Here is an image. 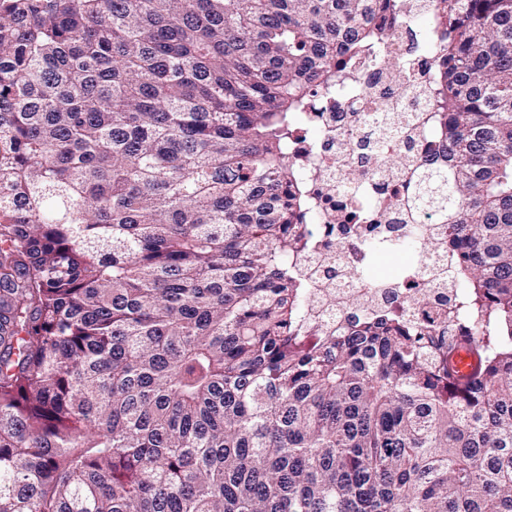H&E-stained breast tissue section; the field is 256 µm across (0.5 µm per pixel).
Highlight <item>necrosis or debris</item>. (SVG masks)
<instances>
[{
  "label": "necrosis or debris",
  "mask_w": 512,
  "mask_h": 512,
  "mask_svg": "<svg viewBox=\"0 0 512 512\" xmlns=\"http://www.w3.org/2000/svg\"><path fill=\"white\" fill-rule=\"evenodd\" d=\"M415 10V0H405L406 19L388 44L386 61L374 63L364 54L355 57L340 85L338 104L316 102L294 145L304 195L296 221L307 225L314 252L296 255L292 262L315 272L303 313L305 326L313 331H326L334 319L359 310L377 311L390 302L420 323L434 318L437 310L430 300L433 288L418 276L404 279L398 300H391L389 289L368 276V259L352 245L363 234L379 238L380 225L394 222L396 201L407 184L404 169L414 159L434 158L437 151L436 130L427 124L415 137L383 139L388 166L373 158L360 168L352 160V144L367 135L374 113L401 110L420 115L431 109L429 98L415 97L413 90L433 81L438 54L411 52L420 34ZM340 176L362 186L363 195L338 194L335 182ZM361 209L371 214L363 224L353 216Z\"/></svg>",
  "instance_id": "obj_1"
}]
</instances>
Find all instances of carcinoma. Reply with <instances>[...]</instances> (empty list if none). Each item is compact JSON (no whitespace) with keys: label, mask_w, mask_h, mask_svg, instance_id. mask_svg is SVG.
I'll use <instances>...</instances> for the list:
<instances>
[{"label":"carcinoma","mask_w":512,"mask_h":512,"mask_svg":"<svg viewBox=\"0 0 512 512\" xmlns=\"http://www.w3.org/2000/svg\"><path fill=\"white\" fill-rule=\"evenodd\" d=\"M426 2L458 321L312 339L289 143L400 0H0V512H512V0Z\"/></svg>","instance_id":"obj_1"}]
</instances>
